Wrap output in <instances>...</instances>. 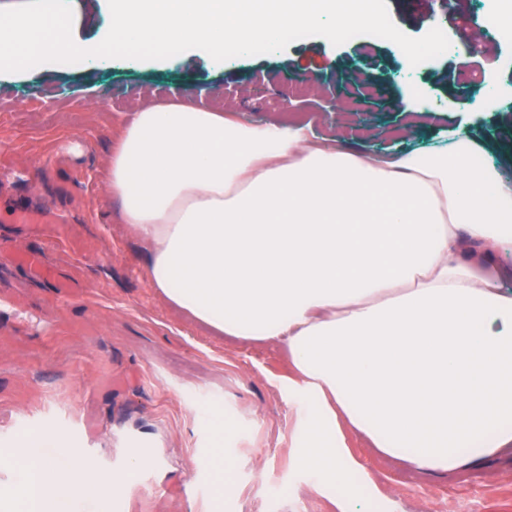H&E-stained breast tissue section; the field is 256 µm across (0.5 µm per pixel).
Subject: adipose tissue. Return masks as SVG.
Returning <instances> with one entry per match:
<instances>
[{
	"label": "adipose tissue",
	"instance_id": "adipose-tissue-1",
	"mask_svg": "<svg viewBox=\"0 0 512 512\" xmlns=\"http://www.w3.org/2000/svg\"><path fill=\"white\" fill-rule=\"evenodd\" d=\"M447 135L362 158L310 144L305 123L164 102L134 113L108 159L161 299L287 352L300 463L338 512L367 500L348 437L422 472L512 449V178L470 165L465 127ZM0 468L22 512H110L112 482L59 433L23 434Z\"/></svg>",
	"mask_w": 512,
	"mask_h": 512
}]
</instances>
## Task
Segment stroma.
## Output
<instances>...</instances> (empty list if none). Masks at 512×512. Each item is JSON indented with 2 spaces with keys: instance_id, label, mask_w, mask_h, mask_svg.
I'll use <instances>...</instances> for the list:
<instances>
[{
  "instance_id": "stroma-1",
  "label": "stroma",
  "mask_w": 512,
  "mask_h": 512,
  "mask_svg": "<svg viewBox=\"0 0 512 512\" xmlns=\"http://www.w3.org/2000/svg\"><path fill=\"white\" fill-rule=\"evenodd\" d=\"M405 34L441 27L465 41L471 15L492 0H386ZM72 38L105 37L108 0H70ZM488 50L444 53L408 76L394 42L357 36L341 45L303 38L284 50L217 64L195 55L110 59L0 73V449L25 432L51 429L100 471L122 475L112 512H336L297 463L298 409L288 362L258 344L224 342L187 326L151 288L145 254L108 200L103 168L116 132L148 101L178 93L254 122L290 113L316 137L365 157L430 147L440 129L463 124L486 163L512 156V31L489 27ZM498 96L480 113L457 105L485 77ZM415 79L433 109L410 136L401 89ZM19 208L53 220L15 223ZM234 423L224 451L234 459L218 498L206 415ZM369 492L367 512H512V455L452 473L402 468L356 437L347 440ZM146 465L129 473L132 458Z\"/></svg>"
}]
</instances>
